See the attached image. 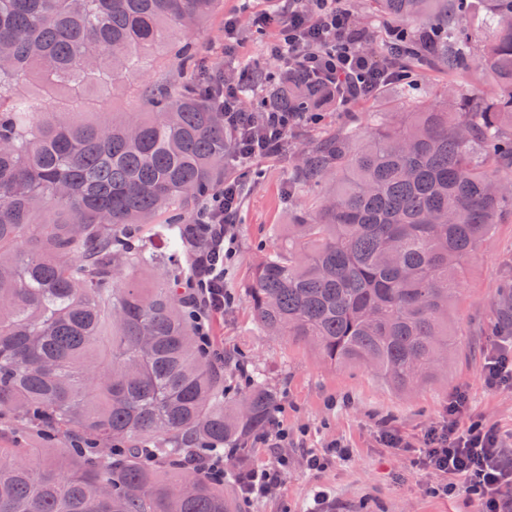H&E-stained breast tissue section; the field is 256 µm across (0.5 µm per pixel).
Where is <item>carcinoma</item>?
<instances>
[{"label": "carcinoma", "mask_w": 512, "mask_h": 512, "mask_svg": "<svg viewBox=\"0 0 512 512\" xmlns=\"http://www.w3.org/2000/svg\"><path fill=\"white\" fill-rule=\"evenodd\" d=\"M219 2L0 0V512H233L224 486L246 478L278 396L255 370L240 393L201 355L182 270L166 268L224 176L231 128L198 78L149 83L144 112L61 115L172 50L194 72L190 35ZM369 2L412 25L404 53L383 54L403 96L416 67L459 78L473 64L491 94L302 151L291 188L320 194L254 268L248 300L262 331L409 389L442 367L462 261L512 215V0H486L479 46L468 0ZM255 86L284 112L339 102L287 69L254 72L242 95ZM161 266L143 287L138 272ZM499 307L505 336L512 296ZM77 440L125 451L82 455ZM203 442L237 451L222 484L192 464Z\"/></svg>", "instance_id": "cac0c4a2"}]
</instances>
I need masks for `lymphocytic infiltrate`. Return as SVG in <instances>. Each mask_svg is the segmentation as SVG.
Listing matches in <instances>:
<instances>
[{
	"label": "lymphocytic infiltrate",
	"instance_id": "f902f5d3",
	"mask_svg": "<svg viewBox=\"0 0 512 512\" xmlns=\"http://www.w3.org/2000/svg\"><path fill=\"white\" fill-rule=\"evenodd\" d=\"M310 9L292 7L287 17L263 13L264 24H275L279 35L273 46L302 75L334 85L343 102L367 97L391 80L387 64L365 53L364 32L354 24L343 0H311ZM209 89L217 107L237 132L233 164L250 163L274 155L290 127L303 122L300 114L267 109L264 125L256 127L253 114L239 104L237 89L224 85L220 75L209 78ZM234 182L199 209L189 227L197 252L188 275L182 281V299L194 323L200 352L223 362L224 354L212 336L214 318L223 313L232 298L224 291V267L236 254L235 238L229 231L230 218L238 209ZM468 397L464 392L449 396L440 422L425 433L420 447H413L397 430L382 428L385 447L399 451L417 450L416 465L447 476L437 485V495H451L455 477H464L467 493L477 500L481 512H512V463L502 456V437L481 421L466 419Z\"/></svg>",
	"mask_w": 512,
	"mask_h": 512
}]
</instances>
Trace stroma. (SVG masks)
Returning <instances> with one entry per match:
<instances>
[{"label": "stroma", "mask_w": 512, "mask_h": 512, "mask_svg": "<svg viewBox=\"0 0 512 512\" xmlns=\"http://www.w3.org/2000/svg\"><path fill=\"white\" fill-rule=\"evenodd\" d=\"M282 0H253L250 11L240 9V0H221L196 40L197 56L205 70L234 80L233 64L278 69L267 47L275 40V28L255 33L253 13L280 11ZM238 16L240 41L232 58L224 56V21ZM180 81L177 63L158 59L146 77H133L115 90L102 105L103 111L141 112L144 79ZM415 95L423 105L443 107L449 96L462 97L488 89L486 72L472 68L463 79L449 80L431 69L415 75ZM411 106L393 86L381 88L374 97L322 113L317 124L288 137V150L275 159L254 162L248 173L253 185L231 227L237 239L238 257L224 274V288L234 303L217 317L213 333L224 347L225 372L234 374L238 361L261 370L279 396L280 420L288 429V442L281 449H256L257 462L288 458L282 483L255 498L249 512H315L317 492L328 496L325 512H480L477 501L464 491V478H457L456 497L440 498L429 493L438 474L413 468L407 453L383 447L377 423L387 419L410 442H419L424 432L441 420L450 393L462 389L469 396L468 417L497 428L504 452L512 457V388L490 389L483 381L484 356L496 339L489 331L495 321L503 283L512 278V218L504 217L493 236L466 263L461 288L448 310L454 335L448 367L435 378L408 391L388 386L375 371L358 363L334 365L309 344L294 343L283 336L262 333L255 324L247 290L253 268L288 233L295 213L307 207L305 192H289L288 179L302 144L324 140L351 129L370 133V113H393L404 122ZM347 442L350 459L333 463L326 471L308 470L306 457L323 452L330 441Z\"/></svg>", "instance_id": "35a3bbf8"}]
</instances>
